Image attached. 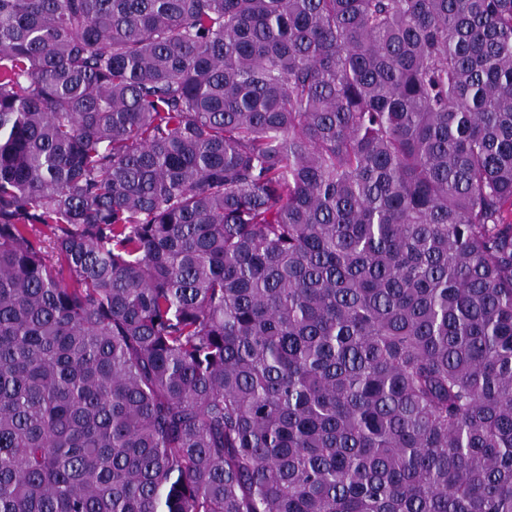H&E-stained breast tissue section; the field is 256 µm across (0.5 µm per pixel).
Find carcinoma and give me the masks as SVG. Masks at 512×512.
<instances>
[{"label": "carcinoma", "instance_id": "cac0c4a2", "mask_svg": "<svg viewBox=\"0 0 512 512\" xmlns=\"http://www.w3.org/2000/svg\"><path fill=\"white\" fill-rule=\"evenodd\" d=\"M0 512H512V0H0Z\"/></svg>", "mask_w": 512, "mask_h": 512}]
</instances>
